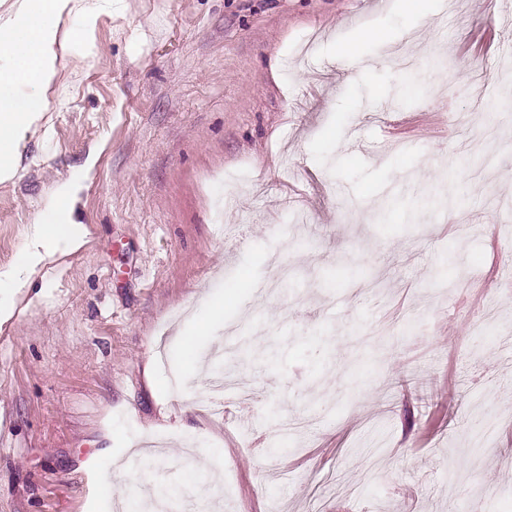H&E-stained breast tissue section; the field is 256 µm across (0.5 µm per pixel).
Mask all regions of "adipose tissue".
Returning a JSON list of instances; mask_svg holds the SVG:
<instances>
[{"label": "adipose tissue", "instance_id": "adipose-tissue-1", "mask_svg": "<svg viewBox=\"0 0 512 512\" xmlns=\"http://www.w3.org/2000/svg\"><path fill=\"white\" fill-rule=\"evenodd\" d=\"M112 0H18L15 13L0 12V184L15 180L20 149L28 134L45 129L49 96L58 81V63L67 40H81L94 28L102 12L111 10ZM79 27L66 29L72 17ZM74 186L63 183L51 218L35 225L33 242L25 252L15 276H22L51 257L52 242L63 234L70 218L68 204ZM235 291L211 298L206 319L182 334L188 369L198 362L200 337L223 327L224 313L233 304Z\"/></svg>", "mask_w": 512, "mask_h": 512}]
</instances>
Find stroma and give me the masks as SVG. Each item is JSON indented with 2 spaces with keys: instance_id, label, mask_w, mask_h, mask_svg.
Masks as SVG:
<instances>
[{
  "instance_id": "35a3bbf8",
  "label": "stroma",
  "mask_w": 512,
  "mask_h": 512,
  "mask_svg": "<svg viewBox=\"0 0 512 512\" xmlns=\"http://www.w3.org/2000/svg\"><path fill=\"white\" fill-rule=\"evenodd\" d=\"M89 41L0 184V272L68 181L82 241L0 294V512H84L104 456L123 505L206 463L215 512H512V107L477 153L466 93L512 85V0H121ZM228 288L213 413L166 378ZM385 42L386 35L382 29H361L353 37L341 43L337 47L336 55L341 60L351 63H359L362 60L364 48L366 45H382Z\"/></svg>"
}]
</instances>
